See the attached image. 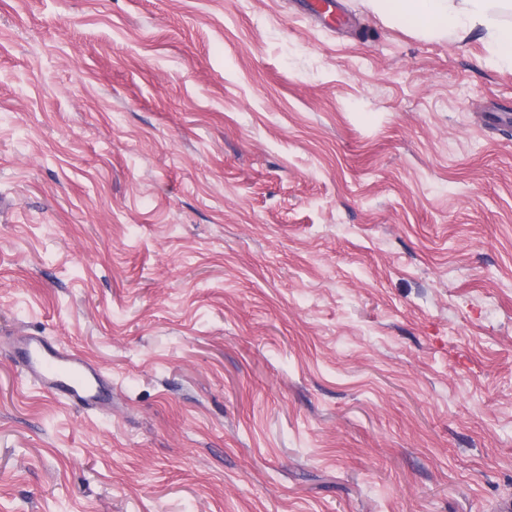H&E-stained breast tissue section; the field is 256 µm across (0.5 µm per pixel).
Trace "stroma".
Returning a JSON list of instances; mask_svg holds the SVG:
<instances>
[{
  "label": "stroma",
  "mask_w": 512,
  "mask_h": 512,
  "mask_svg": "<svg viewBox=\"0 0 512 512\" xmlns=\"http://www.w3.org/2000/svg\"><path fill=\"white\" fill-rule=\"evenodd\" d=\"M341 2L0 0V512L512 501V68ZM16 351L28 376L71 405L90 410L101 400L104 380L94 364L40 335L21 336Z\"/></svg>",
  "instance_id": "stroma-1"
}]
</instances>
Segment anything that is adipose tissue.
Returning a JSON list of instances; mask_svg holds the SVG:
<instances>
[{
    "label": "adipose tissue",
    "mask_w": 512,
    "mask_h": 512,
    "mask_svg": "<svg viewBox=\"0 0 512 512\" xmlns=\"http://www.w3.org/2000/svg\"><path fill=\"white\" fill-rule=\"evenodd\" d=\"M376 11L410 17L424 32L466 34L483 30L492 60L512 67V22L501 13L512 0H371Z\"/></svg>",
    "instance_id": "ef3b65f1"
}]
</instances>
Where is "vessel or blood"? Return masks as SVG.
<instances>
[{"label":"vessel or blood","instance_id":"vessel-or-blood-1","mask_svg":"<svg viewBox=\"0 0 512 512\" xmlns=\"http://www.w3.org/2000/svg\"><path fill=\"white\" fill-rule=\"evenodd\" d=\"M28 376L43 389L89 410L101 400L104 380L94 364L54 346L46 337H21L16 347Z\"/></svg>","mask_w":512,"mask_h":512}]
</instances>
